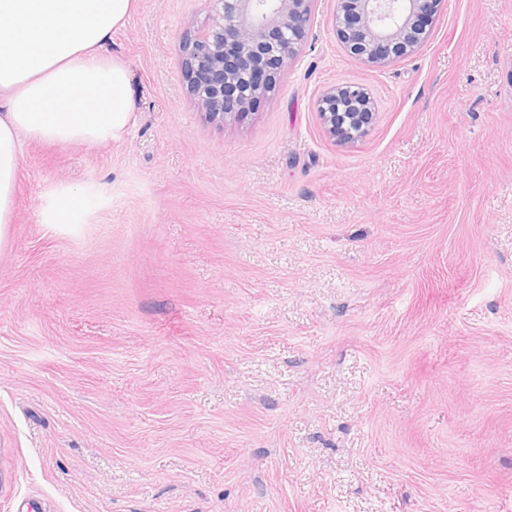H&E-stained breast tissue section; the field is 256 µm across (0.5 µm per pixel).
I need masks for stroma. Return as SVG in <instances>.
Instances as JSON below:
<instances>
[{
    "label": "stroma",
    "instance_id": "1",
    "mask_svg": "<svg viewBox=\"0 0 512 512\" xmlns=\"http://www.w3.org/2000/svg\"><path fill=\"white\" fill-rule=\"evenodd\" d=\"M335 8L217 125L181 69L207 0H137L129 131L25 143L0 512H512V0H443L384 68ZM346 83L352 146L316 111ZM67 188L89 206L46 223ZM317 113L325 133L341 144L363 138L375 119V105L360 85L333 86L317 100Z\"/></svg>",
    "mask_w": 512,
    "mask_h": 512
}]
</instances>
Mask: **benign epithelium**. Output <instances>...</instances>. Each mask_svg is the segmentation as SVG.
Wrapping results in <instances>:
<instances>
[{"label": "benign epithelium", "mask_w": 512, "mask_h": 512, "mask_svg": "<svg viewBox=\"0 0 512 512\" xmlns=\"http://www.w3.org/2000/svg\"><path fill=\"white\" fill-rule=\"evenodd\" d=\"M209 24L185 42L187 91L211 121H241L276 88L304 43L315 0H208ZM443 0H336L333 30L355 58L383 67L429 38ZM325 133L341 144L363 138L375 105L360 85L333 86L317 100Z\"/></svg>", "instance_id": "benign-epithelium-1"}]
</instances>
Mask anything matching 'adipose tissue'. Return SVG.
Segmentation results:
<instances>
[{
    "mask_svg": "<svg viewBox=\"0 0 512 512\" xmlns=\"http://www.w3.org/2000/svg\"><path fill=\"white\" fill-rule=\"evenodd\" d=\"M136 0H0V251L11 240L23 140L97 145L135 110L128 63L111 53Z\"/></svg>",
    "mask_w": 512,
    "mask_h": 512,
    "instance_id": "obj_1",
    "label": "adipose tissue"
}]
</instances>
